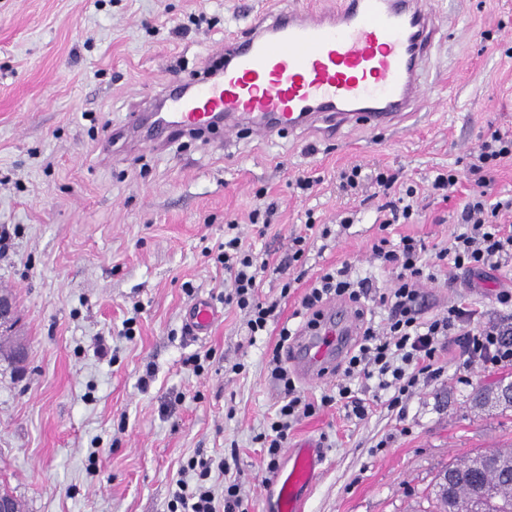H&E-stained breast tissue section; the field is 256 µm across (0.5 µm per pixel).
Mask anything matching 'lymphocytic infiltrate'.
<instances>
[{
    "label": "lymphocytic infiltrate",
    "instance_id": "obj_1",
    "mask_svg": "<svg viewBox=\"0 0 512 512\" xmlns=\"http://www.w3.org/2000/svg\"><path fill=\"white\" fill-rule=\"evenodd\" d=\"M512 158V133L491 131L470 153L466 172L477 186L456 215L458 227L446 246L429 250L423 240L406 235L392 242L387 230L405 224L414 215V186L402 196L386 201L380 234L371 244L374 259L392 274L390 287L376 290L371 274L350 262L323 270L303 295L296 315L303 322L318 317L330 299L342 298L354 305L363 320L362 331L347 354L333 392L319 403L303 401L294 376L288 371L283 352L297 330L279 321L278 300L263 298L259 288L271 264L246 246L236 223L224 226V241L217 247L216 263L224 268L225 305L246 315L248 336L266 332L269 323H279V340L266 355L270 376L281 388V403L273 418L253 441L265 450L268 470H275L292 422L314 413L316 405L342 404L355 418L369 415L372 399L352 389L353 380L373 382L375 392L388 393L389 407L398 408L412 395L420 378L440 377L438 353L456 343L469 367L485 370L512 365V322L486 318L472 304L457 301L445 312L424 318L423 288L436 283L443 268L476 272L500 269L512 261V230L499 216L512 212V197L489 202L486 188L504 159ZM187 470L195 472V485L180 480L169 503L170 512H246L240 485L227 462L212 463L204 455L188 460ZM224 477V496L215 498L209 485L213 470Z\"/></svg>",
    "mask_w": 512,
    "mask_h": 512
}]
</instances>
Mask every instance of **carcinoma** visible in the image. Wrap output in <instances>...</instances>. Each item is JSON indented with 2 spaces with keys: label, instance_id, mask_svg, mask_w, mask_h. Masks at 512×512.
<instances>
[{
  "label": "carcinoma",
  "instance_id": "cac0c4a2",
  "mask_svg": "<svg viewBox=\"0 0 512 512\" xmlns=\"http://www.w3.org/2000/svg\"><path fill=\"white\" fill-rule=\"evenodd\" d=\"M435 512H512V453L448 463L427 492Z\"/></svg>",
  "mask_w": 512,
  "mask_h": 512
}]
</instances>
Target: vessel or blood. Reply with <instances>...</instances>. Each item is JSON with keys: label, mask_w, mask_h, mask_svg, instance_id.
<instances>
[{"label": "vessel or blood", "mask_w": 512, "mask_h": 512, "mask_svg": "<svg viewBox=\"0 0 512 512\" xmlns=\"http://www.w3.org/2000/svg\"><path fill=\"white\" fill-rule=\"evenodd\" d=\"M446 29L432 0H336L320 9L285 0L226 33L213 69L164 84L156 108L130 113L127 125L146 128L155 143L216 125L268 141L298 130L332 140L350 124L380 131L415 111ZM218 316L203 299L187 322L204 336ZM359 331L353 309L329 303L295 337L289 363L306 382L334 376ZM324 461L314 439L289 449L272 479L278 512H302Z\"/></svg>", "instance_id": "obj_1"}]
</instances>
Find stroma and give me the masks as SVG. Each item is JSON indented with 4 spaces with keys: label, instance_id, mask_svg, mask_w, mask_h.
Wrapping results in <instances>:
<instances>
[{
    "label": "stroma",
    "instance_id": "obj_1",
    "mask_svg": "<svg viewBox=\"0 0 512 512\" xmlns=\"http://www.w3.org/2000/svg\"><path fill=\"white\" fill-rule=\"evenodd\" d=\"M269 2L0 0V226L21 228L0 255V287L15 295L29 345L26 371L0 359V483L25 512H168L199 449L235 461L248 512H274L252 438L280 398L264 360L277 336L250 339L231 307L209 335L184 329L195 301L218 302L224 290L209 252L225 223L276 260L307 214L322 224L353 216L335 241L314 244L306 273L348 261L383 288L389 276L370 256L383 199L368 184L343 192L340 170L384 168L422 188L438 168L460 170L449 199H420L414 222L392 228L441 246L473 190L469 153L488 130L512 133V0H435L452 29L429 94L394 128L269 142L219 129L157 149L123 139L101 150L136 104L200 66L245 12ZM192 14L201 27L173 35ZM300 178L312 189H298ZM261 201L277 209L262 237L248 220ZM503 288L512 290V266L472 288L432 284L425 314L462 295L502 318ZM101 337L113 358L100 355ZM196 354L208 357L198 375L182 366ZM236 362L242 373L230 372ZM439 363L443 374L421 382L403 412L381 402L359 420L337 404L293 425L289 444L315 438L326 451L306 512H429L425 490L441 467L512 446V407L473 401L512 378V365L468 369L445 351Z\"/></svg>",
    "mask_w": 512,
    "mask_h": 512
}]
</instances>
